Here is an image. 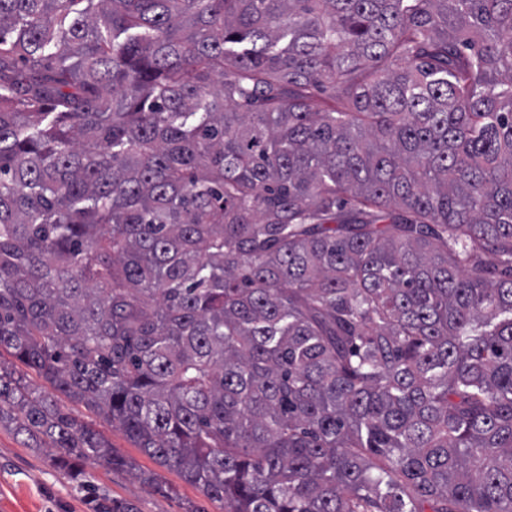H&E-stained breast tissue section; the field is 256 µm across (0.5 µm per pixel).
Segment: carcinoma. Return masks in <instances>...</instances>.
<instances>
[{"label": "carcinoma", "instance_id": "1", "mask_svg": "<svg viewBox=\"0 0 512 512\" xmlns=\"http://www.w3.org/2000/svg\"><path fill=\"white\" fill-rule=\"evenodd\" d=\"M1 349L70 470L512 512V0H0Z\"/></svg>", "mask_w": 512, "mask_h": 512}]
</instances>
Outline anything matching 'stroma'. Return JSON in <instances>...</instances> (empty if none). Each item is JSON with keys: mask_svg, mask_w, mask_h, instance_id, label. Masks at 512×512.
<instances>
[{"mask_svg": "<svg viewBox=\"0 0 512 512\" xmlns=\"http://www.w3.org/2000/svg\"><path fill=\"white\" fill-rule=\"evenodd\" d=\"M64 413L92 425L128 465L111 469L86 463L84 481L57 468L52 448H29L9 428L0 427V512H94V499L109 497L134 512H220L198 488L160 466L83 404L59 397Z\"/></svg>", "mask_w": 512, "mask_h": 512, "instance_id": "1", "label": "stroma"}]
</instances>
